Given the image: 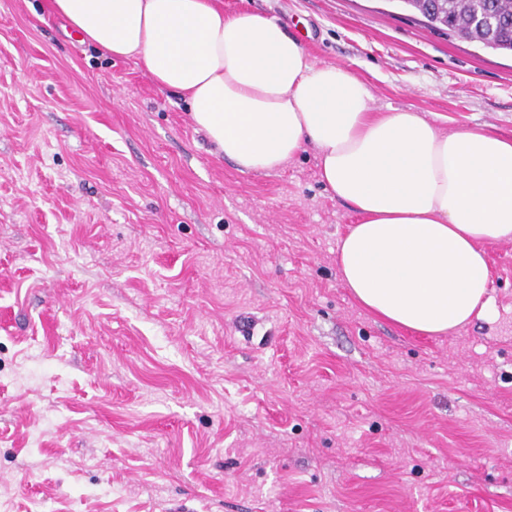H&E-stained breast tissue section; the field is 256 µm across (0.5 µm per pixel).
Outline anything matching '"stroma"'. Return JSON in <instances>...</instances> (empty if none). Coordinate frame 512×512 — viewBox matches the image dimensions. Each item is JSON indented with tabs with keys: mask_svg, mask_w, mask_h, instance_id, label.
Returning <instances> with one entry per match:
<instances>
[{
	"mask_svg": "<svg viewBox=\"0 0 512 512\" xmlns=\"http://www.w3.org/2000/svg\"><path fill=\"white\" fill-rule=\"evenodd\" d=\"M0 0V512H512V242L492 313L362 308L306 148L243 171L175 90ZM383 112L512 139V55L397 0H222Z\"/></svg>",
	"mask_w": 512,
	"mask_h": 512,
	"instance_id": "35a3bbf8",
	"label": "stroma"
}]
</instances>
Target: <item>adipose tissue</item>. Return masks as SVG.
Listing matches in <instances>:
<instances>
[{
  "mask_svg": "<svg viewBox=\"0 0 512 512\" xmlns=\"http://www.w3.org/2000/svg\"><path fill=\"white\" fill-rule=\"evenodd\" d=\"M80 42L136 60L179 92L240 169L272 172L306 147L357 217L340 278L379 318L435 336L490 313L485 244L512 241V139L445 132L411 110L374 111L349 68L313 60L277 18L216 0H52Z\"/></svg>",
  "mask_w": 512,
  "mask_h": 512,
  "instance_id": "1",
  "label": "adipose tissue"
}]
</instances>
